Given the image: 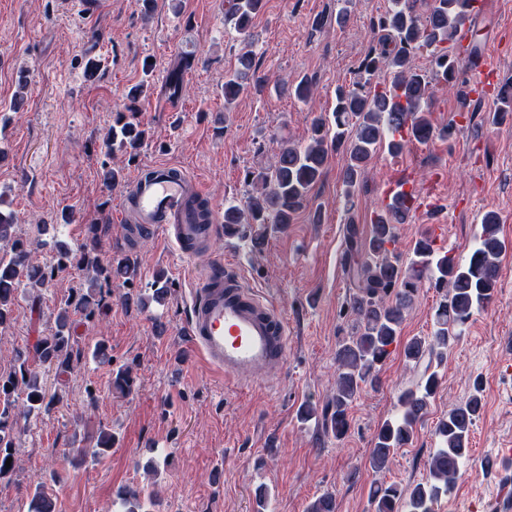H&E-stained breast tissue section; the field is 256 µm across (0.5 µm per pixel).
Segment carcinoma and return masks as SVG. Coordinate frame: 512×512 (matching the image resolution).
I'll list each match as a JSON object with an SVG mask.
<instances>
[{
    "mask_svg": "<svg viewBox=\"0 0 512 512\" xmlns=\"http://www.w3.org/2000/svg\"><path fill=\"white\" fill-rule=\"evenodd\" d=\"M475 0H432L427 12H419V0H391V7L373 18L372 26L387 32L390 43L371 49L361 64L364 83L358 88L336 89L334 125L319 115L313 119L309 142L296 146L280 145L270 167L252 174L255 193L245 207L230 205L224 209V224L241 227L259 225L254 245L263 244L267 225L282 227L292 223L304 207L309 192L322 176L328 156V144L343 146L349 154L342 180L351 188L360 179L367 162L381 146L398 153L406 140L419 143L436 137L450 138L455 128L436 127L427 109L433 82L453 90L459 85L458 58L462 40L457 25L472 12ZM264 0H230L224 20L233 25L242 44L237 65L224 76V104L230 105L250 86L267 82L258 73L252 51V28ZM427 53L432 75L420 70L417 59ZM148 88L144 80L127 94L124 109L113 116L107 141L112 150L130 156L143 146L146 130L137 118L138 102ZM409 212L400 208L378 209L371 219L369 238L362 239L357 225L347 226L342 256L343 270L359 293L351 310L358 326L355 335L336 351V388L325 405L302 407L300 417L308 420L321 414L325 433L340 439L351 426L352 404L368 388L379 386L378 365L389 355V347L400 340L407 310L424 284L444 289L443 299L434 315L433 332L428 338L414 337L404 344V356L417 375L416 383L398 397L400 415L384 422L374 436L369 455L371 469H386L395 451L412 443L415 426L426 415L430 400L441 381L438 367L448 360L473 315L486 309L496 293L499 258L503 242L497 236L498 216L486 212L481 232L467 257L439 253L429 236L418 238L408 263L396 253L395 225L403 224ZM108 226L89 227L90 241L81 245L79 255L71 259V248L58 244L57 265L47 270L30 262L28 242L18 238L14 219L0 214V328L11 320L12 306L19 288L39 289L52 273L72 263L85 272L75 296L68 299L56 317L54 332L37 337L31 346L15 350L14 371L0 374V480L10 477L15 463V429L20 416L64 403L65 394L46 391V383L30 368V363L56 365L57 376L69 374L81 362L84 351L71 331V316L81 313L93 317L101 310L102 288L112 280L132 282L138 265L129 258L104 261L99 256L101 239ZM113 388L131 392L133 378L128 368L117 370ZM467 402L456 405L439 420L436 434L440 447L430 456L427 478L410 489L397 483H377L370 493L374 512H434L437 502L447 496L463 473L468 460L471 427L482 410V387L473 385ZM113 436L106 429L98 432L85 454L99 458L112 448ZM32 512H56L53 499L36 489ZM307 512H336V499L330 492L316 498Z\"/></svg>",
    "mask_w": 512,
    "mask_h": 512,
    "instance_id": "cac0c4a2",
    "label": "carcinoma"
}]
</instances>
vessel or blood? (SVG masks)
Returning <instances> with one entry per match:
<instances>
[{
    "label": "vessel or blood",
    "mask_w": 512,
    "mask_h": 512,
    "mask_svg": "<svg viewBox=\"0 0 512 512\" xmlns=\"http://www.w3.org/2000/svg\"><path fill=\"white\" fill-rule=\"evenodd\" d=\"M205 197L200 183L185 169L160 163L136 176L124 191L120 208L134 232L162 229L190 257L223 231L217 212H210L207 223H199L190 202ZM386 201L413 212L424 206L421 192L402 177L390 185ZM189 309L188 336L201 358L226 379L256 382L286 365L285 316L236 272L205 275L189 292Z\"/></svg>",
    "instance_id": "vessel-or-blood-1"
}]
</instances>
